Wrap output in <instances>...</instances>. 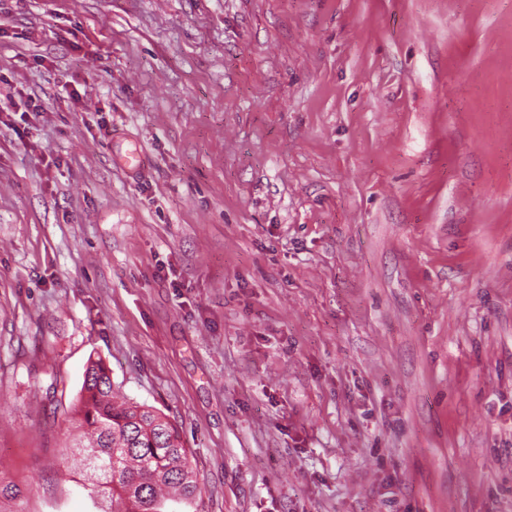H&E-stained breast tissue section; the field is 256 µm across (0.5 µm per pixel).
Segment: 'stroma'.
<instances>
[{"instance_id": "stroma-1", "label": "stroma", "mask_w": 512, "mask_h": 512, "mask_svg": "<svg viewBox=\"0 0 512 512\" xmlns=\"http://www.w3.org/2000/svg\"><path fill=\"white\" fill-rule=\"evenodd\" d=\"M0 100L30 512L92 355L199 512H512V0H0Z\"/></svg>"}]
</instances>
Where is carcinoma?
<instances>
[{"instance_id": "carcinoma-1", "label": "carcinoma", "mask_w": 512, "mask_h": 512, "mask_svg": "<svg viewBox=\"0 0 512 512\" xmlns=\"http://www.w3.org/2000/svg\"><path fill=\"white\" fill-rule=\"evenodd\" d=\"M70 414L82 436L67 449L101 512H188L201 489L181 433L159 410L119 394L102 358H89ZM0 512H27L23 491L0 470Z\"/></svg>"}]
</instances>
